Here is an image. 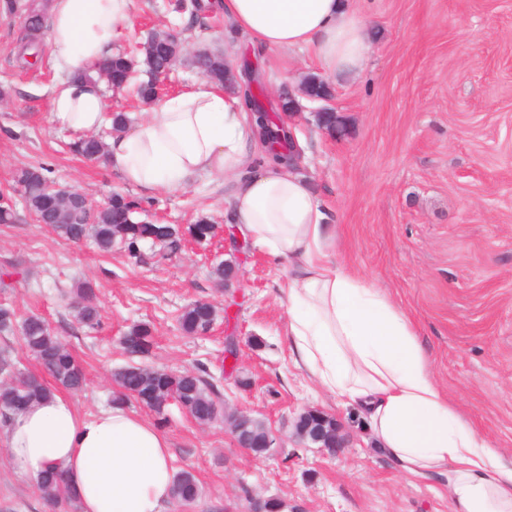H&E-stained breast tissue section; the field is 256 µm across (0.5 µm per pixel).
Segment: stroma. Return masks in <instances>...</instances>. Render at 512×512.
I'll use <instances>...</instances> for the list:
<instances>
[{"mask_svg": "<svg viewBox=\"0 0 512 512\" xmlns=\"http://www.w3.org/2000/svg\"><path fill=\"white\" fill-rule=\"evenodd\" d=\"M0 10V190L27 165L84 192L97 205L115 191L133 194L117 170L71 154L73 131L55 123L50 102L59 78L49 61L18 58L28 0ZM372 50L360 71L329 82L342 134L318 126L304 102L296 136L298 172L335 226L339 260L386 289L417 326L432 369L459 411L512 456V0H360ZM168 0H135L115 47L131 51L170 26ZM183 52L163 95L196 81L193 56L223 54L237 43L258 67L268 96L295 87L320 68L309 50L270 52L235 33L222 10L204 26L180 24ZM152 222L187 225L198 213L219 231L165 260L143 263L92 243L72 244L31 218L0 224V304L44 317L85 369V390L70 393L80 413L108 407L112 371L126 357L120 339L137 322L151 324L149 365L173 371L205 366L229 409L240 408L279 436L256 458L238 447L223 423L198 425L176 407L166 411L175 470H190L200 494L173 512H247L253 498L278 496L283 512H449L446 495L404 475L376 450L354 408L324 393L294 363L285 336L288 311L280 288L291 270L251 246L236 258L239 278L216 288L211 271L229 247L230 197L222 184L195 179L154 196ZM90 281L101 324L79 326L61 293ZM195 300L222 315L203 336L189 337L178 317ZM236 339L235 379L225 378L227 336ZM333 415L347 437L330 456L294 436L305 409ZM0 512H52L35 484L0 450Z\"/></svg>", "mask_w": 512, "mask_h": 512, "instance_id": "35a3bbf8", "label": "stroma"}]
</instances>
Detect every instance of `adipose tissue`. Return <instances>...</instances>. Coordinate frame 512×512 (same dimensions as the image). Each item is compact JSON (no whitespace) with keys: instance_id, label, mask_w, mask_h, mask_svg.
I'll return each mask as SVG.
<instances>
[{"instance_id":"1","label":"adipose tissue","mask_w":512,"mask_h":512,"mask_svg":"<svg viewBox=\"0 0 512 512\" xmlns=\"http://www.w3.org/2000/svg\"><path fill=\"white\" fill-rule=\"evenodd\" d=\"M235 30L274 50L311 49L323 71L357 73L371 52L353 0H223ZM133 0H48L47 41L63 81L55 121L97 130L104 86L84 81L114 53ZM256 137L240 97L208 80L154 104L107 144L108 165L148 194L200 176L233 188L228 220L294 268L282 290L296 364L366 421L377 449L411 477L439 481L449 512H512V458L450 401L413 322L390 295L336 259V237L307 181L264 163L242 177ZM0 444L14 468L38 479L59 471L79 512H169L175 469L168 438L126 406L87 418L55 394L13 415Z\"/></svg>"}]
</instances>
